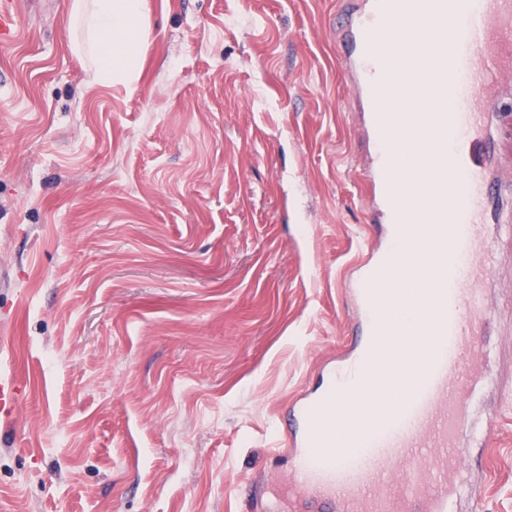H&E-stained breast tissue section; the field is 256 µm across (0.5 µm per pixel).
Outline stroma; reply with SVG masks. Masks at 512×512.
Here are the masks:
<instances>
[{
	"label": "stroma",
	"mask_w": 512,
	"mask_h": 512,
	"mask_svg": "<svg viewBox=\"0 0 512 512\" xmlns=\"http://www.w3.org/2000/svg\"><path fill=\"white\" fill-rule=\"evenodd\" d=\"M73 2L0 26V512H289L272 444L359 338L343 282L382 243L361 0H148L112 84ZM488 238L502 420L460 512H512V231Z\"/></svg>",
	"instance_id": "obj_1"
}]
</instances>
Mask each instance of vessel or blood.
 <instances>
[{
  "label": "vessel or blood",
  "instance_id": "obj_1",
  "mask_svg": "<svg viewBox=\"0 0 512 512\" xmlns=\"http://www.w3.org/2000/svg\"><path fill=\"white\" fill-rule=\"evenodd\" d=\"M403 17L412 26L395 41L389 62H382L377 40ZM444 31L449 37L442 64L407 70V45ZM351 34L357 89L377 143L366 175L388 227L380 256L351 288L364 321L361 344L329 370L322 391L302 397L293 411L289 487L300 502H321L338 512H456L450 479L467 472L499 421L498 414H486L475 443L467 442L468 400L481 379L467 357L479 352L492 313L482 258L496 194L494 135H512V123L500 121L503 81L512 80V0H365ZM411 89L434 99V135L442 145L424 186L392 170L388 150L394 135L416 136L415 123L393 127L379 110L381 101L403 98ZM423 250L438 258L416 330L428 350L395 358L384 325L394 306L381 303L371 283L388 274L391 253L411 257ZM390 367L409 385L374 412L369 425L352 416L333 420L337 397Z\"/></svg>",
  "mask_w": 512,
  "mask_h": 512
}]
</instances>
